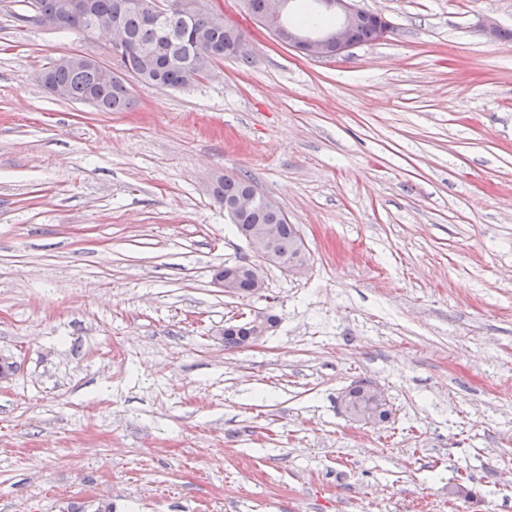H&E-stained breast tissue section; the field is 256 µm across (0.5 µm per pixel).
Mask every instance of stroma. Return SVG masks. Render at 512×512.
Listing matches in <instances>:
<instances>
[{
  "instance_id": "1",
  "label": "stroma",
  "mask_w": 512,
  "mask_h": 512,
  "mask_svg": "<svg viewBox=\"0 0 512 512\" xmlns=\"http://www.w3.org/2000/svg\"><path fill=\"white\" fill-rule=\"evenodd\" d=\"M0 0V512H512V0H358L393 30L253 49L127 112L42 71L102 41ZM247 173L296 224L265 266L212 195ZM276 327L225 349L217 329ZM367 379L374 427L340 396ZM466 475L469 497L449 484ZM241 326L248 331V338L246 344L258 343L264 336H267L274 328L269 315H259L252 319L244 320L240 323ZM240 327L234 325H225L220 331V336H224V347L238 348L243 346L246 336H242V332H238L236 336L234 333L224 334L228 330L236 331ZM386 399L385 392L380 387L374 386L371 381L359 380L345 391L341 400L345 412L353 420L360 416H367L370 418L375 417L385 422L391 416L389 404L384 402L380 405L376 401L382 402ZM370 418H365L359 422L371 427L377 426L378 423Z\"/></svg>"
}]
</instances>
